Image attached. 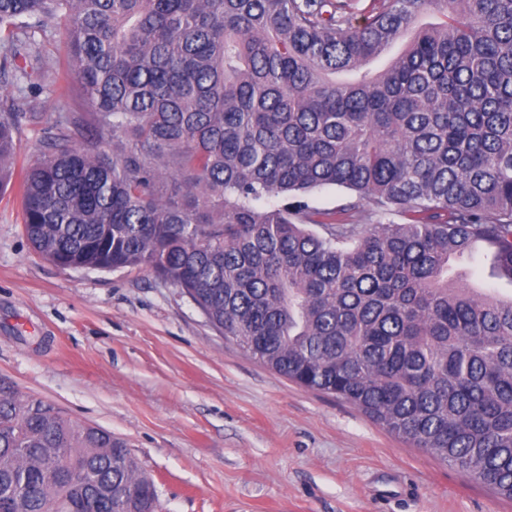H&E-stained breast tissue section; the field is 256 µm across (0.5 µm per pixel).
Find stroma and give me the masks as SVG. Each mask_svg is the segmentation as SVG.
Returning <instances> with one entry per match:
<instances>
[{"label": "stroma", "mask_w": 512, "mask_h": 512, "mask_svg": "<svg viewBox=\"0 0 512 512\" xmlns=\"http://www.w3.org/2000/svg\"><path fill=\"white\" fill-rule=\"evenodd\" d=\"M32 163L81 97L66 37L38 45ZM123 440L162 512H512V500L409 446L335 397L298 386L220 335L143 266L58 268L30 246L15 186L0 190V385Z\"/></svg>", "instance_id": "stroma-1"}]
</instances>
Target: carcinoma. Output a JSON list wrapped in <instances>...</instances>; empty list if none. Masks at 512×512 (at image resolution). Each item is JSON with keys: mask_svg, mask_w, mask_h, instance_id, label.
<instances>
[{"mask_svg": "<svg viewBox=\"0 0 512 512\" xmlns=\"http://www.w3.org/2000/svg\"><path fill=\"white\" fill-rule=\"evenodd\" d=\"M58 24L85 111L21 177L34 250L149 268L250 358L512 499V297L451 266L483 244L512 281V0H0L4 85L40 87ZM38 119L0 110V188ZM325 186L343 218L308 204ZM60 499L158 512L112 432L1 386L0 512Z\"/></svg>", "mask_w": 512, "mask_h": 512, "instance_id": "1", "label": "carcinoma"}]
</instances>
